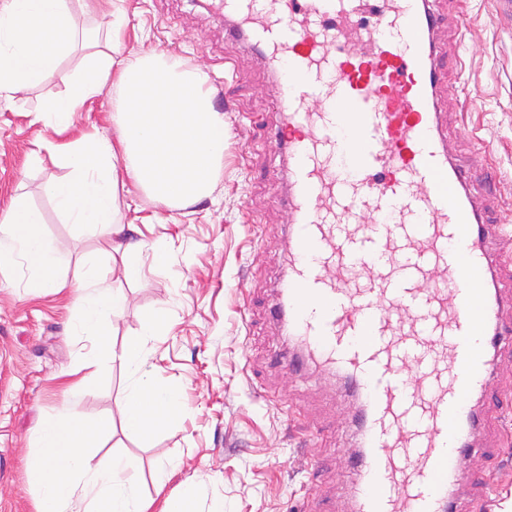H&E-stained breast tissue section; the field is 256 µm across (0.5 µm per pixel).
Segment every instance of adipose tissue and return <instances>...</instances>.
<instances>
[{
	"instance_id": "1",
	"label": "adipose tissue",
	"mask_w": 512,
	"mask_h": 512,
	"mask_svg": "<svg viewBox=\"0 0 512 512\" xmlns=\"http://www.w3.org/2000/svg\"><path fill=\"white\" fill-rule=\"evenodd\" d=\"M79 40L85 53L64 103L46 105L36 118L66 132L73 113L109 80L122 86L112 115L114 136L95 132L63 144H41L67 171L54 191L59 210L68 223L99 236L105 246L85 256L82 280L69 284L62 274L63 258L45 239L37 215L19 198L0 218V268L23 260L32 287L50 293L75 287L74 333L100 350L118 352L130 378L125 426L148 437L179 415L182 402L147 370L144 346L114 350L104 325L123 303L119 290L108 284V273L135 271L141 254L140 246L124 240L126 227L116 220L117 201L129 180L169 207L209 198L224 160V120L203 77L166 52L144 53L113 71L121 24L107 21L104 36L79 39L67 0H0V92L47 80ZM146 73L158 79L155 92L133 95L135 81ZM76 423L66 406L47 419L29 462L40 500L51 512H71L75 498L83 502V512H147L148 503L125 476L126 460L116 456L105 465L97 462V436L78 433Z\"/></svg>"
}]
</instances>
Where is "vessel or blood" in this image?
<instances>
[{
    "instance_id": "b4317fda",
    "label": "vessel or blood",
    "mask_w": 512,
    "mask_h": 512,
    "mask_svg": "<svg viewBox=\"0 0 512 512\" xmlns=\"http://www.w3.org/2000/svg\"><path fill=\"white\" fill-rule=\"evenodd\" d=\"M281 81L292 162L277 317L364 400L357 512H448L488 353L512 338L468 176L440 134L428 0H224ZM319 110H311L313 98Z\"/></svg>"
}]
</instances>
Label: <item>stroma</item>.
Returning a JSON list of instances; mask_svg holds the SVG:
<instances>
[{
  "label": "stroma",
  "mask_w": 512,
  "mask_h": 512,
  "mask_svg": "<svg viewBox=\"0 0 512 512\" xmlns=\"http://www.w3.org/2000/svg\"><path fill=\"white\" fill-rule=\"evenodd\" d=\"M444 77L436 89L441 130L488 215L486 244L498 252L512 233V12L499 0H431ZM123 23V56L162 50L206 80L224 116V163L209 199L183 209L151 200L135 184L118 199L122 223L138 225L147 247L140 275L110 280L126 298L111 321L115 347L139 341L144 323L166 311L167 329L148 341L157 378L177 391L184 410L148 438L124 428L129 376L111 355L75 336L77 293L31 287L25 263L0 271V512H42L28 470L48 413L67 400L75 369L95 362L77 417L101 422L97 459L120 455L151 499L169 512L192 484L193 512H354L360 402L343 376L318 364L300 373L274 355L295 351L288 327L273 318L288 277V155L274 135L280 121L276 77L251 43L232 36L233 16L219 0H112ZM80 53L64 58L45 82L0 94V215L24 197L65 260L68 281L101 239L79 235L54 197L65 171L40 140L60 134L34 119L63 100ZM116 87L72 116L69 137L112 132ZM480 422L465 458L490 479L489 506L464 481L450 489L455 512H512V347L489 355L486 388L470 400ZM170 476L156 490L159 467Z\"/></svg>",
  "instance_id": "obj_1"
}]
</instances>
